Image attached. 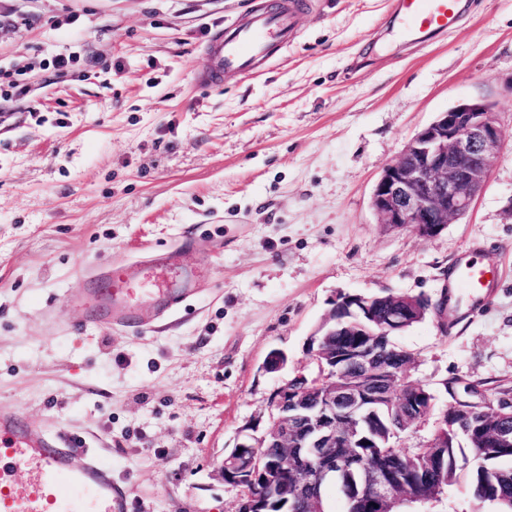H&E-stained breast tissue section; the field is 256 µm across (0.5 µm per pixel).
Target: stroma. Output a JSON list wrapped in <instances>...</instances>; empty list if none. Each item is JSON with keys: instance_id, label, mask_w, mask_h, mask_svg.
<instances>
[{"instance_id": "stroma-1", "label": "stroma", "mask_w": 512, "mask_h": 512, "mask_svg": "<svg viewBox=\"0 0 512 512\" xmlns=\"http://www.w3.org/2000/svg\"><path fill=\"white\" fill-rule=\"evenodd\" d=\"M309 2L269 66L210 89L206 43L259 0H0V75L28 88L0 95V410L92 448L130 512H239L224 457L284 380L316 376L308 339L342 294L436 299L473 257L492 291L454 289L447 321L394 341L437 412L446 379L512 387V0H465L414 43L394 0ZM462 99L502 131L484 190L435 237L387 229L382 167ZM182 241L188 311L88 324L91 274Z\"/></svg>"}]
</instances>
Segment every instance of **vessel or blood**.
Masks as SVG:
<instances>
[{"label":"vessel or blood","mask_w":512,"mask_h":512,"mask_svg":"<svg viewBox=\"0 0 512 512\" xmlns=\"http://www.w3.org/2000/svg\"><path fill=\"white\" fill-rule=\"evenodd\" d=\"M301 0H266L245 20L224 27L208 43L210 67L200 84L215 85L227 73L259 70L298 34ZM460 0H395L394 11L404 33L445 32L459 12ZM182 245L152 253L129 266L110 267L91 282L86 302L88 321L131 326L140 280L154 290L151 304L161 312L179 310L191 296L195 271H184L179 284L166 280L181 263ZM455 283L488 290L491 283L481 266L460 263ZM27 481L14 477L17 468ZM0 512H129L125 490L112 480V468L97 455L81 451L75 438L50 434L22 413L0 410Z\"/></svg>","instance_id":"obj_1"}]
</instances>
